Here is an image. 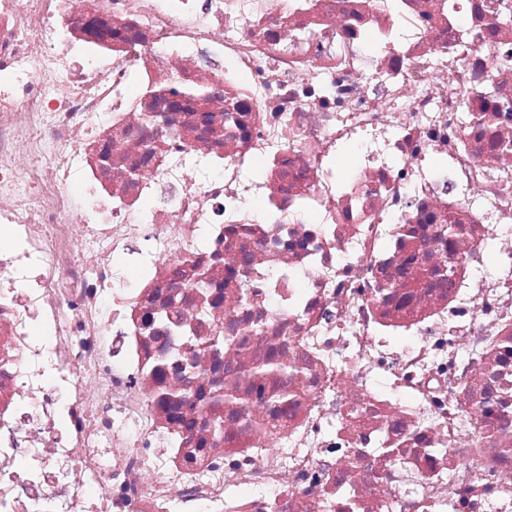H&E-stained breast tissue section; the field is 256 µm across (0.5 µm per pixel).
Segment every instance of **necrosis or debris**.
Returning a JSON list of instances; mask_svg holds the SVG:
<instances>
[{
    "label": "necrosis or debris",
    "instance_id": "1",
    "mask_svg": "<svg viewBox=\"0 0 512 512\" xmlns=\"http://www.w3.org/2000/svg\"><path fill=\"white\" fill-rule=\"evenodd\" d=\"M0 227V512H512V0H0Z\"/></svg>",
    "mask_w": 512,
    "mask_h": 512
}]
</instances>
